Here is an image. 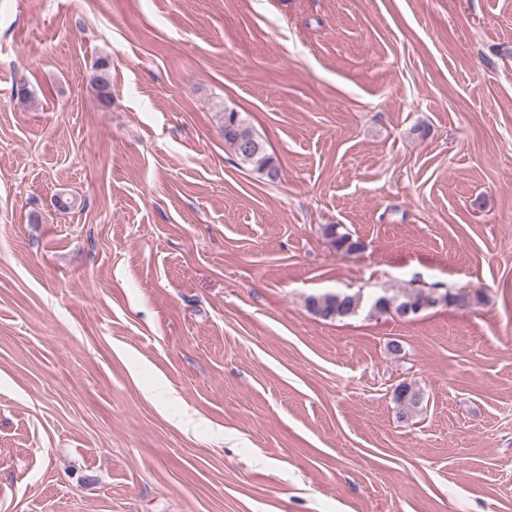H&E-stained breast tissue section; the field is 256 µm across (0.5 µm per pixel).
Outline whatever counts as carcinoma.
Segmentation results:
<instances>
[{"label": "carcinoma", "instance_id": "cac0c4a2", "mask_svg": "<svg viewBox=\"0 0 512 512\" xmlns=\"http://www.w3.org/2000/svg\"><path fill=\"white\" fill-rule=\"evenodd\" d=\"M112 62L107 58L100 59L95 65L92 83L99 91L103 102L110 101ZM224 144L230 152L243 165H250L253 170L270 179L277 177L278 170L274 160L265 150L263 142L255 136L241 113L234 110H224L222 126ZM324 236L330 241L334 249L345 255L353 254L362 249V243L353 238L348 232L342 231L339 224H328L323 230ZM480 302L479 295L469 293L440 292L434 288L430 290L403 289L387 296H378L367 302L361 292H328L311 294L305 298V307L312 314L325 320H345L356 317L363 310L368 315L386 314L389 311L401 317L404 308L410 306L423 312L440 305L468 307ZM392 398L400 407L403 414L416 411L423 402V393L414 382H405L397 385Z\"/></svg>", "mask_w": 512, "mask_h": 512}]
</instances>
